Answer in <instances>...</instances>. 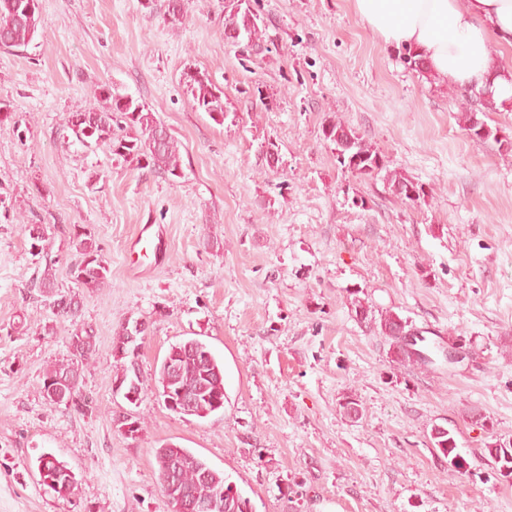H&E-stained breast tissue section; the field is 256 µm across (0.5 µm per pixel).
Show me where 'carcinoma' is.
Returning <instances> with one entry per match:
<instances>
[{"mask_svg": "<svg viewBox=\"0 0 512 512\" xmlns=\"http://www.w3.org/2000/svg\"><path fill=\"white\" fill-rule=\"evenodd\" d=\"M29 0H0V31L8 39L1 44L0 50L24 52L35 40L39 23L40 11L36 10L30 17L22 16L21 9ZM256 14L241 8L237 0H228L224 4V35L240 34V42L244 47L252 49L259 46L261 31ZM183 86L192 106L208 114L218 124L224 123L226 109L224 91L217 87L209 75L197 70L183 73ZM100 105L83 111L68 112L64 117L68 128L78 142L86 147L106 145L112 155L123 160L145 163V166L173 180L182 177V157L179 141L170 133L163 134V122L157 118L144 104L133 99L121 102L105 85L95 91ZM466 129L476 140H486L493 136V131L477 117L474 112L465 114ZM324 138L339 149L336 135L347 140L348 148L336 153L339 164L352 173L359 175L383 174L388 189L396 197L411 202L417 198L405 194L407 185L413 180L401 173L390 170L386 164L375 165L368 170H361L351 164L352 159L370 164L378 156L371 145L349 125L333 119L323 127ZM71 243L79 254V260L70 269L74 284L87 290H98L109 285V268L102 256L100 243L88 228L83 231H72ZM56 314L71 319L74 324L72 336H84L89 341L75 347L73 357L83 361L95 352L94 341L90 340L91 331L78 323V303L65 295L53 301ZM381 333L391 341V354L401 363L429 364L431 360L417 356L398 344L397 334L409 331L412 326L408 319L397 312L387 310L380 313ZM200 343L196 338L188 339L171 345L167 356L177 357L179 369L169 374L171 386L185 392L196 394L194 416L206 418L217 412L213 400L225 399L224 363L214 354L205 360H199L189 352L187 344ZM71 371L69 360H58L48 365L40 384V393H45L48 381ZM432 445L436 451L448 460L454 461L458 456L457 443L452 431H437L431 435ZM179 462V472L174 484L164 486V472L170 460ZM157 478L162 485V492L173 512H181L185 500L205 503L214 499L224 501L223 512H252L250 500L233 490L229 477L224 472L212 468L203 459L187 448L173 442H166L155 449ZM53 469L72 475L67 463L52 454H43L37 460V470Z\"/></svg>", "mask_w": 512, "mask_h": 512, "instance_id": "obj_1", "label": "carcinoma"}]
</instances>
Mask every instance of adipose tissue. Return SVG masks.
Here are the masks:
<instances>
[{
  "label": "adipose tissue",
  "mask_w": 512,
  "mask_h": 512,
  "mask_svg": "<svg viewBox=\"0 0 512 512\" xmlns=\"http://www.w3.org/2000/svg\"><path fill=\"white\" fill-rule=\"evenodd\" d=\"M355 13L385 44L411 51L451 88L488 90L512 111V67L498 46L512 47V0H353Z\"/></svg>",
  "instance_id": "adipose-tissue-1"
}]
</instances>
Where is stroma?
<instances>
[{"mask_svg":"<svg viewBox=\"0 0 512 512\" xmlns=\"http://www.w3.org/2000/svg\"><path fill=\"white\" fill-rule=\"evenodd\" d=\"M251 8L258 52L225 41L224 0H185L175 26L140 0H40L35 44L0 50V512H170L154 457L169 441L224 471L253 512H512V478L484 456L512 446V151L459 119L471 109L512 140V112L408 67L352 0ZM190 67L223 90V124L192 108ZM101 84L165 123L182 178L65 128L66 113L97 106ZM331 118L424 197L342 169L322 132ZM26 220L46 225V253L33 255ZM142 224L165 232L164 260L127 253ZM76 225L98 238L109 287L71 281ZM48 265L95 336L71 406L39 390L74 330L31 286ZM358 299L462 343L466 359L394 362L379 324L357 319ZM129 319L150 326L135 405L112 391V339ZM188 338L224 362L225 406L205 419L154 394L170 345ZM348 395L359 418L340 407ZM126 412L143 425L136 437L121 429ZM437 426L453 431L463 468L434 450ZM46 452L74 472L73 499L41 484Z\"/></svg>","mask_w":512,"mask_h":512,"instance_id":"stroma-1","label":"stroma"}]
</instances>
